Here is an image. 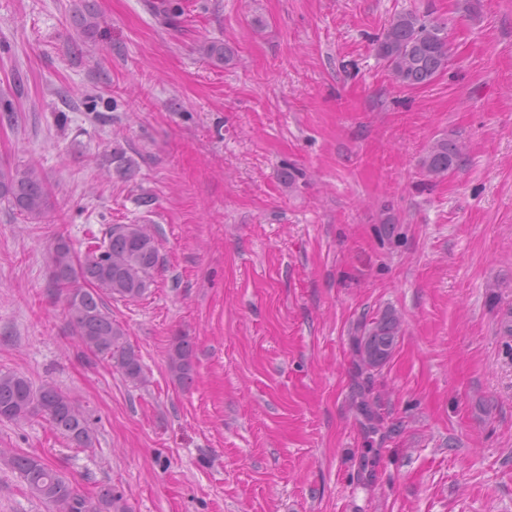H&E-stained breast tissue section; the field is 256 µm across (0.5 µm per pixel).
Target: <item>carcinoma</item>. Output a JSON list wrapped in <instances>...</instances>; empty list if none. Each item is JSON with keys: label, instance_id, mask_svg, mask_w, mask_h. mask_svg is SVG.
<instances>
[{"label": "carcinoma", "instance_id": "obj_1", "mask_svg": "<svg viewBox=\"0 0 512 512\" xmlns=\"http://www.w3.org/2000/svg\"><path fill=\"white\" fill-rule=\"evenodd\" d=\"M100 26L97 13L89 9L76 20L80 33L91 37ZM201 55L215 63L224 62V43L206 41ZM447 24L408 11L392 17L377 43V55L386 63L393 80L404 87L430 84L448 70L452 56ZM464 159L456 141L439 139L421 159L431 176L446 175ZM107 161L119 175L132 171V161L120 148L107 154ZM27 219L36 221L47 209L44 178L33 163L0 166V200ZM53 284L64 298L82 345L94 356L112 362L134 384L146 382L138 352L127 342L124 327L112 319L106 300H137L155 282L159 267L157 240L148 225L111 224L101 239L83 256L75 255L70 242L58 237L50 249ZM401 335L399 316L386 311L365 327L358 347V366L372 371L391 357ZM168 369L178 383L189 385L195 375L194 344L188 336H175L168 351ZM41 413L51 428L77 448L91 444V431L80 405L51 382L34 386L25 376L0 372V421L20 422ZM6 464L17 471L30 495L51 503L58 512H129L122 495L102 488L81 495L57 469L36 453L16 454Z\"/></svg>", "mask_w": 512, "mask_h": 512}]
</instances>
